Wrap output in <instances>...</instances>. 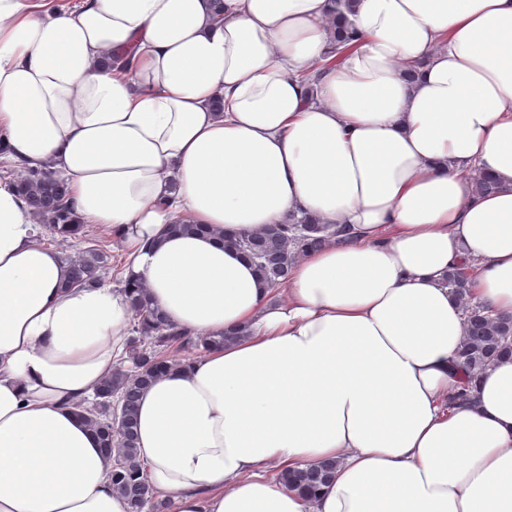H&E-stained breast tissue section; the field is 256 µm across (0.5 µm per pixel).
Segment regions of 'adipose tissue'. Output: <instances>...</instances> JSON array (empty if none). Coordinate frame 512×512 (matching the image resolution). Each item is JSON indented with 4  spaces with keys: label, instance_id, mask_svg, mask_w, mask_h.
Wrapping results in <instances>:
<instances>
[{
    "label": "adipose tissue",
    "instance_id": "ef3b65f1",
    "mask_svg": "<svg viewBox=\"0 0 512 512\" xmlns=\"http://www.w3.org/2000/svg\"><path fill=\"white\" fill-rule=\"evenodd\" d=\"M332 0H0V167L46 168L120 230L170 324L235 340L140 394L171 512H512V359L448 405L466 309L512 313V0H352L359 41L317 86ZM134 52L133 70L107 67ZM419 64L414 78L405 67ZM223 102L214 111V99ZM499 188L478 193L471 171ZM305 213L352 231L273 288L232 240ZM203 233L169 232L177 220ZM0 181V512H127L76 407L126 348L108 283ZM336 462L317 494L263 471ZM473 279L474 269L466 260L457 263L448 271V283L463 299L469 297Z\"/></svg>",
    "mask_w": 512,
    "mask_h": 512
}]
</instances>
